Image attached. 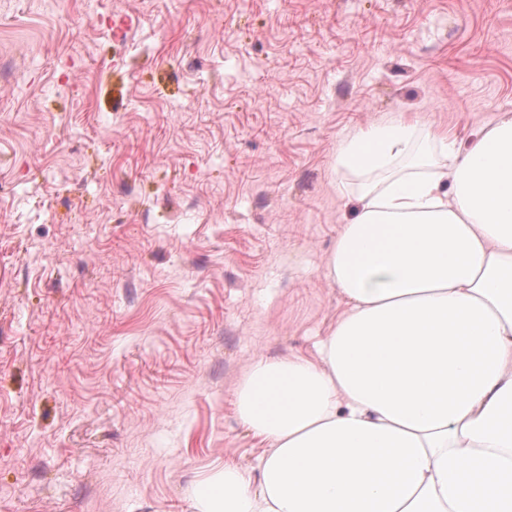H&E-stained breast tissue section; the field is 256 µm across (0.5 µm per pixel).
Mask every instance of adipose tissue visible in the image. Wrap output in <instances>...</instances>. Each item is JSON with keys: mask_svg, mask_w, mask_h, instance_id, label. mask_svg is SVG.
Wrapping results in <instances>:
<instances>
[{"mask_svg": "<svg viewBox=\"0 0 512 512\" xmlns=\"http://www.w3.org/2000/svg\"><path fill=\"white\" fill-rule=\"evenodd\" d=\"M336 169L359 184L324 277L350 309L317 359L253 361L236 406L266 452L195 512H512V114L465 146L378 122Z\"/></svg>", "mask_w": 512, "mask_h": 512, "instance_id": "obj_1", "label": "adipose tissue"}]
</instances>
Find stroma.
I'll list each match as a JSON object with an SVG mask.
<instances>
[{"label":"stroma","mask_w":512,"mask_h":512,"mask_svg":"<svg viewBox=\"0 0 512 512\" xmlns=\"http://www.w3.org/2000/svg\"><path fill=\"white\" fill-rule=\"evenodd\" d=\"M506 112L512 0H0V512L255 469L239 382L349 309L339 144Z\"/></svg>","instance_id":"stroma-1"}]
</instances>
